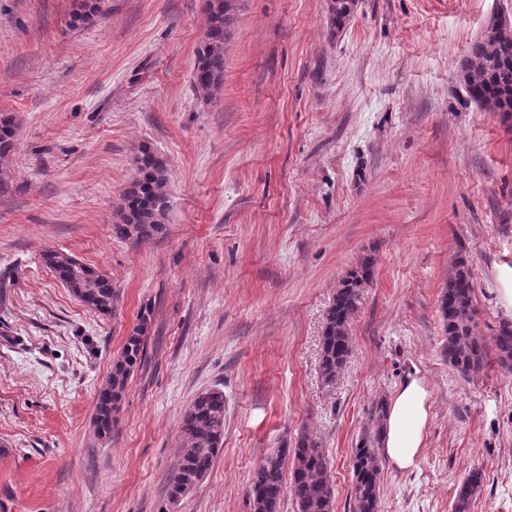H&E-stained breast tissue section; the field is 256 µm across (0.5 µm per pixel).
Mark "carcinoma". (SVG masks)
I'll use <instances>...</instances> for the list:
<instances>
[{"label": "carcinoma", "instance_id": "carcinoma-1", "mask_svg": "<svg viewBox=\"0 0 512 512\" xmlns=\"http://www.w3.org/2000/svg\"><path fill=\"white\" fill-rule=\"evenodd\" d=\"M240 0H203L205 31L197 49L193 87L199 96L216 97L224 85L226 45L237 23ZM332 25L339 27L352 11L355 0H325ZM108 14L106 0H73L69 25L78 27L102 20ZM468 97L479 107L512 115V29L490 22L473 42L461 63ZM18 135L12 113H0V195L13 189L10 167ZM137 176L125 190L118 208L114 234L120 239L149 241L163 231L162 220L169 210L168 168L146 144L137 147ZM43 263L87 308L110 315L118 304L112 282L72 256L47 249ZM375 260L366 255L340 281L324 321L319 372L324 383L336 382L352 351L349 323L358 311L363 289L374 277ZM474 280L467 260L460 257L448 270L439 299L444 332L443 354L448 363L465 377L483 372L488 365L487 345L478 330L474 303ZM151 312L143 310L127 337L112 372L96 395L93 423L101 436L112 432L117 421L129 378L141 363ZM499 366L512 371V322H502L493 334ZM387 403L380 400L372 410V430L357 443L351 457L354 512H379L382 474V434ZM179 456L168 482V500L178 503L211 470L224 444V392L199 393L186 408L180 423ZM485 474L470 469L461 480L452 512H471L481 491ZM290 493L297 512H334L336 488L331 480L330 462L321 443L307 431L300 433L293 447L277 448L256 466L246 499L250 512H277L285 493Z\"/></svg>", "mask_w": 512, "mask_h": 512}]
</instances>
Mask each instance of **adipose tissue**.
<instances>
[{
  "label": "adipose tissue",
  "mask_w": 512,
  "mask_h": 512,
  "mask_svg": "<svg viewBox=\"0 0 512 512\" xmlns=\"http://www.w3.org/2000/svg\"><path fill=\"white\" fill-rule=\"evenodd\" d=\"M430 393L417 376L405 380L387 404L383 430V450L398 469L415 468L425 448L430 417Z\"/></svg>",
  "instance_id": "ef3b65f1"
}]
</instances>
